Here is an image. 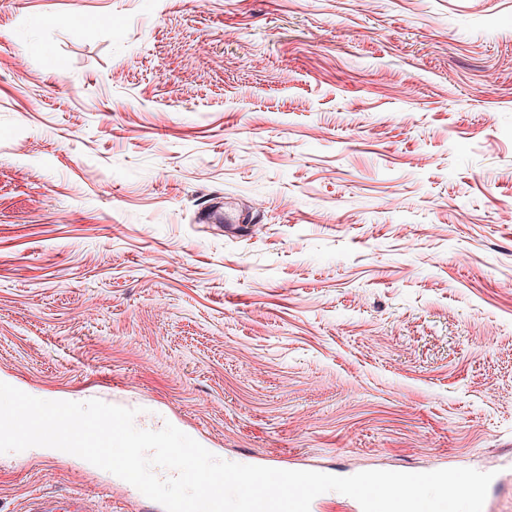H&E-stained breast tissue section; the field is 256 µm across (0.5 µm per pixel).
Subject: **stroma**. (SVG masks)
Returning a JSON list of instances; mask_svg holds the SVG:
<instances>
[{"label":"stroma","mask_w":512,"mask_h":512,"mask_svg":"<svg viewBox=\"0 0 512 512\" xmlns=\"http://www.w3.org/2000/svg\"><path fill=\"white\" fill-rule=\"evenodd\" d=\"M223 203L241 227L196 223ZM512 0H0V382L229 462L512 512ZM79 489L48 447L0 512Z\"/></svg>","instance_id":"35a3bbf8"}]
</instances>
